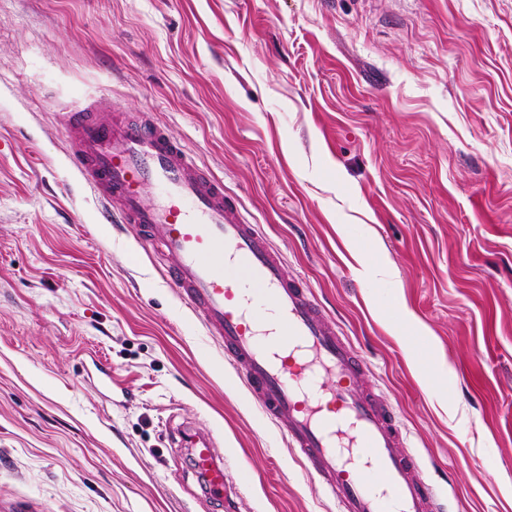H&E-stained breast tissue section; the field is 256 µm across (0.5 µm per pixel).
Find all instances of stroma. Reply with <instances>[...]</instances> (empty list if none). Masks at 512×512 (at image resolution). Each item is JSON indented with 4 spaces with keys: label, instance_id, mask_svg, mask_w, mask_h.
Listing matches in <instances>:
<instances>
[{
    "label": "stroma",
    "instance_id": "stroma-1",
    "mask_svg": "<svg viewBox=\"0 0 512 512\" xmlns=\"http://www.w3.org/2000/svg\"><path fill=\"white\" fill-rule=\"evenodd\" d=\"M86 97L172 130L262 225L440 512H512V0H0V512H337L151 244L100 223L66 159ZM188 446L200 477L212 499L224 501V459L217 453L211 435L197 432L191 435ZM189 437V438H191Z\"/></svg>",
    "mask_w": 512,
    "mask_h": 512
}]
</instances>
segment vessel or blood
I'll return each instance as SVG.
<instances>
[{"label":"vessel or blood","instance_id":"obj_1","mask_svg":"<svg viewBox=\"0 0 512 512\" xmlns=\"http://www.w3.org/2000/svg\"><path fill=\"white\" fill-rule=\"evenodd\" d=\"M98 100L67 113L68 160L101 205L156 244L162 274L224 357L243 365L253 400L281 425L339 512H437L428 473L404 454L391 411L358 389L362 363L283 257L201 170L181 141L150 119L97 121ZM156 190L146 200L144 187ZM189 445L210 498L224 496V459L206 433Z\"/></svg>","mask_w":512,"mask_h":512}]
</instances>
